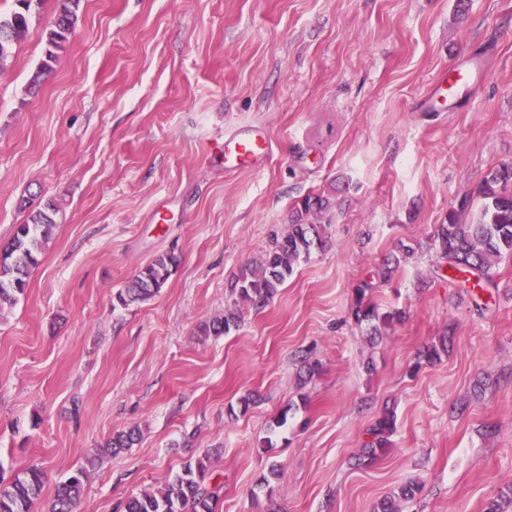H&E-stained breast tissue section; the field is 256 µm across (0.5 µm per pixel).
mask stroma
Here are the masks:
<instances>
[{"label": "stroma", "mask_w": 512, "mask_h": 512, "mask_svg": "<svg viewBox=\"0 0 512 512\" xmlns=\"http://www.w3.org/2000/svg\"><path fill=\"white\" fill-rule=\"evenodd\" d=\"M59 7L43 0L0 67V247L28 200L58 207L25 296L0 313V477L77 469L78 512H123L210 453L217 512H485L512 498V260L476 290L440 271L436 224L512 165V0H83L38 95L26 87ZM471 69L447 106L441 72ZM257 125L273 152L228 172L220 138ZM332 204L327 244L263 310L205 336L228 284L294 207ZM372 299L402 318L370 337L348 311L400 245ZM180 264L154 298L114 296L157 255ZM449 337L439 362L419 357ZM322 365L307 377L299 357ZM255 392L246 413L231 405ZM396 413L389 451L360 462ZM286 415L278 427L274 418ZM136 425L141 439L99 450ZM281 465L269 479L271 465ZM395 429V416L393 411H385L371 426L368 435L371 440L366 443L364 452V461L366 464L372 463L390 445L389 437ZM418 492L417 484L408 483L400 489L397 495L382 499L377 504L375 512H401L400 502L413 499Z\"/></svg>", "instance_id": "35a3bbf8"}]
</instances>
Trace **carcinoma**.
<instances>
[{"label": "carcinoma", "instance_id": "cac0c4a2", "mask_svg": "<svg viewBox=\"0 0 512 512\" xmlns=\"http://www.w3.org/2000/svg\"><path fill=\"white\" fill-rule=\"evenodd\" d=\"M82 0H60V7L46 30L45 60L30 77L28 90L37 91L52 69L57 53L63 51L78 21ZM17 8L0 16V64L12 55L16 44L25 35L32 9L24 0H16ZM479 215L467 223L462 216L470 212L474 199L464 197L448 211L447 222L436 225L433 241L436 254L448 269L482 288L493 283V269L505 256H512V166L503 165L483 178L479 185ZM330 208L328 198L308 195L296 205L292 224L280 237L273 239L262 259L240 270L229 285L232 305L222 317L203 324L206 336L226 335L239 328L238 305L255 310L266 307L278 294L279 288L293 273L294 266L309 257L311 250L322 247L326 240L321 224L306 221L309 215L324 216ZM56 205L46 203L33 210L23 224L16 225L11 241L0 248V310L17 303L25 294L32 269L50 241L56 224ZM180 262L179 256L161 254L142 267L127 286L115 295L116 302L127 306L152 298L165 286ZM373 285L367 281L354 288L349 314L353 322L368 326L374 334L381 327L400 320V312H379L372 301ZM395 429V416L384 412L371 426L364 460L372 463L390 445ZM140 439V430L130 427L116 433L105 444L106 451L117 453L133 447ZM86 472L76 471L62 483L48 512H74L81 494ZM45 476L38 466H30L10 482L0 478V512H36ZM223 486L212 482L210 456L207 454L189 462L161 488L143 490L124 503L123 512H215ZM419 492L418 485L409 483L399 493L382 499L375 512H401L400 502L411 500Z\"/></svg>", "mask_w": 512, "mask_h": 512}]
</instances>
